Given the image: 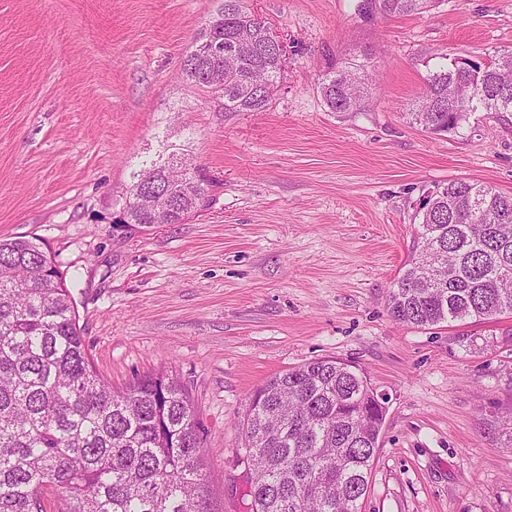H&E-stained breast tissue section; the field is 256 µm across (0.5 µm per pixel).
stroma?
Wrapping results in <instances>:
<instances>
[{
    "label": "stroma",
    "instance_id": "1",
    "mask_svg": "<svg viewBox=\"0 0 512 512\" xmlns=\"http://www.w3.org/2000/svg\"><path fill=\"white\" fill-rule=\"evenodd\" d=\"M359 0H250L288 41L263 112H227L183 60L218 0H0V238L39 239L71 286L98 375L176 377L209 454L213 512H249L240 424L254 391L316 359L386 399L362 512H512V314L420 329L387 311L435 184L512 195V113L431 134L407 113L432 57L512 48V0H440L367 22ZM370 57L361 112L318 86ZM180 146L213 179L182 224H116L142 165Z\"/></svg>",
    "mask_w": 512,
    "mask_h": 512
}]
</instances>
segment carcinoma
<instances>
[{
    "label": "carcinoma",
    "instance_id": "1",
    "mask_svg": "<svg viewBox=\"0 0 512 512\" xmlns=\"http://www.w3.org/2000/svg\"><path fill=\"white\" fill-rule=\"evenodd\" d=\"M383 16H410L440 0H369ZM266 22L248 0H224L184 60L187 79L226 112H262L285 72ZM370 61L327 71L331 112L370 102ZM474 112L512 113V52L474 65L442 55L409 121L451 133ZM145 180L206 206L212 182L175 151L143 168L125 192L120 223L182 224L183 207L155 215ZM416 208L418 247L390 287L399 323L430 327L512 314V195L462 179L435 185ZM385 407L362 371L314 360L269 379L242 423L252 471L250 512H361ZM192 403L162 373L116 392L90 364L66 276L26 237L0 240V512H43L39 493H66L61 512H212Z\"/></svg>",
    "mask_w": 512,
    "mask_h": 512
}]
</instances>
